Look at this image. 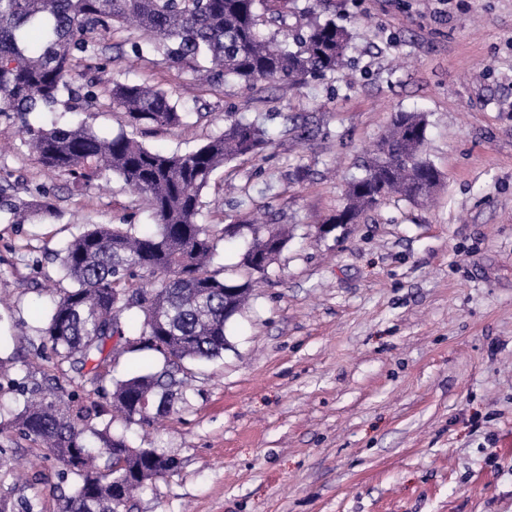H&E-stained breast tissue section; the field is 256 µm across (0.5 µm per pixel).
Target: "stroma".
Listing matches in <instances>:
<instances>
[{
	"label": "stroma",
	"instance_id": "stroma-1",
	"mask_svg": "<svg viewBox=\"0 0 512 512\" xmlns=\"http://www.w3.org/2000/svg\"><path fill=\"white\" fill-rule=\"evenodd\" d=\"M290 24L315 10L349 33L340 71L300 87L228 83L191 89L193 73L136 58L133 33L99 47L107 79L164 88L180 127H129L111 100L84 112L33 113V126L126 130L183 154L243 113L271 142L215 171L199 223L222 235L215 269H233L251 224L291 239L228 329L224 356L190 366L187 402L147 429L112 424L135 446L176 457L178 471L131 501L132 512H512V0H291ZM426 114L435 202L399 197L320 234L398 112ZM319 130L291 141L287 118ZM0 113V194L51 217L18 221L0 206V336L11 377L28 386L70 375L35 356L53 298L70 290L51 254L89 224H149L139 196L109 173L94 188L48 176ZM249 206H240L242 195ZM239 232L224 237V227ZM30 465L0 476L25 512H57V465L19 434L0 439Z\"/></svg>",
	"mask_w": 512,
	"mask_h": 512
}]
</instances>
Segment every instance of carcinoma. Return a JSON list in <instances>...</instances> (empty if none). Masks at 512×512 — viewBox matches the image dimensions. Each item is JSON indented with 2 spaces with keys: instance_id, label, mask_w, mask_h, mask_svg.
I'll use <instances>...</instances> for the list:
<instances>
[{
  "instance_id": "1",
  "label": "carcinoma",
  "mask_w": 512,
  "mask_h": 512,
  "mask_svg": "<svg viewBox=\"0 0 512 512\" xmlns=\"http://www.w3.org/2000/svg\"><path fill=\"white\" fill-rule=\"evenodd\" d=\"M288 0H0V112H14L40 163L79 188L105 172L119 176L149 206L155 230L133 224H93L54 254L73 288L50 308L41 348L59 367L68 366L79 389L33 388L0 436L18 429L48 449L61 479L74 490L60 512H128L130 494L178 468L157 448H136L111 432L112 412L125 422L151 426L157 415L186 402L187 365L224 352L227 329L252 288L267 278L271 262L288 244L286 232L249 224L252 240L240 256L239 278L210 270L219 238L198 223L202 192L224 164L254 157L268 144L267 132L235 112L224 130L199 148L169 155L120 131L110 137L75 125L44 129L27 116L60 105L82 112L98 99L74 88L72 73L87 61L105 72L93 35L121 27L140 33L132 42L138 58L161 57L187 67L201 84L263 81L291 85L342 69L349 48L345 28L309 17L288 26ZM107 93L132 127H171L183 122L178 104L160 87L110 82ZM298 142L313 133L308 119L289 118ZM428 122L422 112L396 114L373 151L364 174L348 182L346 204L337 212L354 224L360 214L398 195L419 202L432 191L421 186L440 177L424 156ZM140 319L127 336L123 319ZM160 361L116 380L112 368L126 353Z\"/></svg>"
}]
</instances>
